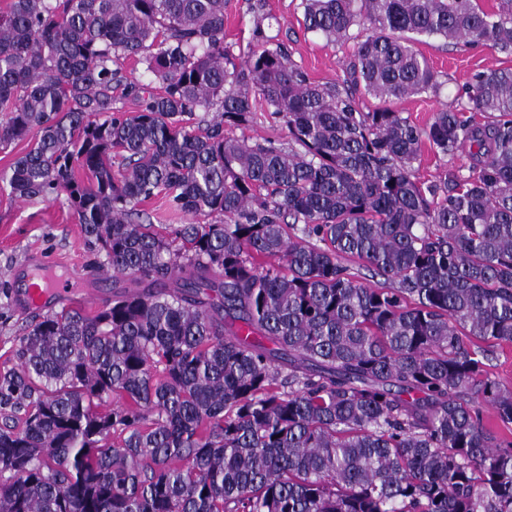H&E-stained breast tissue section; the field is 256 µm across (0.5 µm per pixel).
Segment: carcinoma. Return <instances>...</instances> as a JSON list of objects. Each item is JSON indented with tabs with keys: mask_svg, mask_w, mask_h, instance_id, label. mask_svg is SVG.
I'll use <instances>...</instances> for the list:
<instances>
[{
	"mask_svg": "<svg viewBox=\"0 0 512 512\" xmlns=\"http://www.w3.org/2000/svg\"><path fill=\"white\" fill-rule=\"evenodd\" d=\"M301 7L307 30L357 40L343 82L310 81L280 42L235 64L224 0L0 9V145L31 139L10 194L66 195L128 281L16 337L0 512H512V440L483 420L512 427L486 369L512 344V69L474 73L425 128L385 106L439 93L419 36L512 54V0ZM119 87L138 111L115 110ZM360 88L382 106L360 110ZM259 102L287 143L224 134ZM425 142L467 152L468 175L419 184ZM158 196L209 221L165 232L133 209Z\"/></svg>",
	"mask_w": 512,
	"mask_h": 512,
	"instance_id": "1",
	"label": "carcinoma"
}]
</instances>
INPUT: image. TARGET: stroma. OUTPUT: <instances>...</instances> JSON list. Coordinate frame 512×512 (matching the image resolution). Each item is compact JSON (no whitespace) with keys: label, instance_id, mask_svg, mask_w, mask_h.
Wrapping results in <instances>:
<instances>
[{"label":"stroma","instance_id":"obj_1","mask_svg":"<svg viewBox=\"0 0 512 512\" xmlns=\"http://www.w3.org/2000/svg\"><path fill=\"white\" fill-rule=\"evenodd\" d=\"M299 3L300 0H227L224 44L233 62H240L247 46L259 44L261 37L267 36L287 45L293 64L307 73L310 81H344L346 64L355 50L354 41L330 43L306 31ZM415 47L439 73L443 87L439 96H413L397 101L395 108L422 128L431 123L442 105L454 100L458 88L474 72L512 69V55L485 46H451L441 38L423 36ZM227 132L248 142L266 139L279 144L288 140L281 118L261 103L248 124L228 127ZM33 252L55 259L57 270L82 274L69 296L51 299L50 310L80 303L89 293L99 301L112 296V272L93 267V256L66 195L20 200L11 196L7 184L0 180V368L11 366V350L26 320L16 307L13 274Z\"/></svg>","mask_w":512,"mask_h":512}]
</instances>
